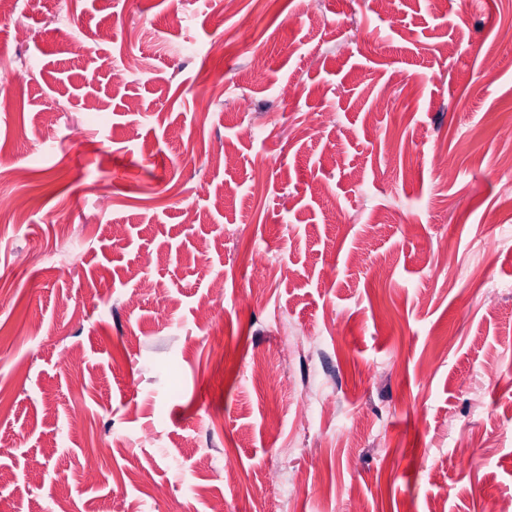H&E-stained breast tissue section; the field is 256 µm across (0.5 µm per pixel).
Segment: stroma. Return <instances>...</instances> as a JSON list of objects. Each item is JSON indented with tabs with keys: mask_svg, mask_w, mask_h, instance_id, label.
Returning a JSON list of instances; mask_svg holds the SVG:
<instances>
[{
	"mask_svg": "<svg viewBox=\"0 0 512 512\" xmlns=\"http://www.w3.org/2000/svg\"><path fill=\"white\" fill-rule=\"evenodd\" d=\"M506 155L512 0H18L0 512L512 498Z\"/></svg>",
	"mask_w": 512,
	"mask_h": 512,
	"instance_id": "stroma-1",
	"label": "stroma"
}]
</instances>
